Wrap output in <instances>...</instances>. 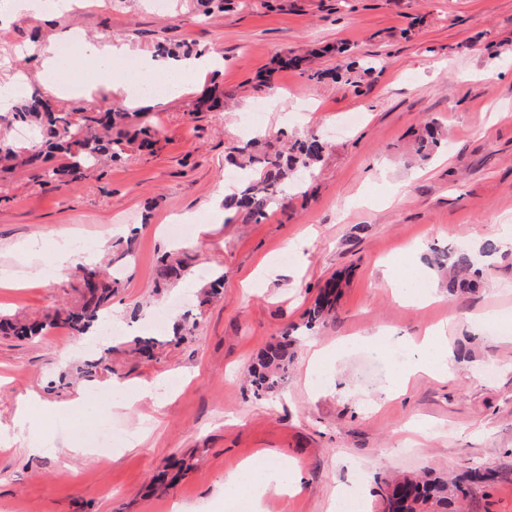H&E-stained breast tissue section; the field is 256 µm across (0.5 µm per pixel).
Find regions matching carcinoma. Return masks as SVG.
<instances>
[{"label":"carcinoma","mask_w":512,"mask_h":512,"mask_svg":"<svg viewBox=\"0 0 512 512\" xmlns=\"http://www.w3.org/2000/svg\"><path fill=\"white\" fill-rule=\"evenodd\" d=\"M309 58L289 56L279 60L291 65L308 78L319 80L320 70L307 67ZM139 118L137 112H95L79 108L71 112L55 111L38 95L27 98L24 104L0 117L9 125L18 124L39 129L41 140L29 145H17L5 136L0 137V165L9 170L18 167L35 172V177L53 179L65 175L75 183L83 180L106 158L119 155L123 140L112 137V129ZM446 140L442 127L432 121L415 134L411 156L415 161H427ZM324 145L314 135L295 139L287 150H275L260 138H253L234 148L230 164L249 172L248 180L239 193L224 198V209L263 215L276 194L285 187L303 182L304 175L316 169L323 158ZM500 252L493 239L485 240L479 251L467 247L433 248L428 265L436 273L437 288L448 296L472 292L488 275L489 266L481 259H491ZM186 267L164 255L159 260L158 278L179 279ZM83 281L92 282L89 288L77 289L72 306L46 320L1 318L0 331L22 338H36L43 331L63 323L76 335L88 333L106 316L112 297L118 288L116 281L106 277L98 268L81 267ZM336 284L331 283L316 298L308 311L306 326L325 323L335 316ZM295 338L284 333L269 344L258 356L250 371L254 394L271 395L278 389L293 359ZM487 480L477 470L453 480L443 477L403 476L380 479L382 512H448L455 501L467 497L469 485Z\"/></svg>","instance_id":"obj_1"}]
</instances>
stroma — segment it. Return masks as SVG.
<instances>
[{
  "mask_svg": "<svg viewBox=\"0 0 512 512\" xmlns=\"http://www.w3.org/2000/svg\"><path fill=\"white\" fill-rule=\"evenodd\" d=\"M43 3L0 28V81L43 89L41 47L76 31L139 54L186 42L222 65L141 107L136 124L156 130L155 151L125 149L79 183L0 172V282H15L0 285L1 314L40 318L75 296L74 268L26 281L33 240L46 255L63 237L84 243L87 261L120 279L113 339L63 326L32 341L0 336V512H225L224 480L250 458L301 476L296 495L268 493L261 512H338L343 501L379 512L381 477L424 469L491 472L493 481L472 486L465 512H512V336L475 319L512 313V242L502 241L476 294L393 296L405 270L425 269L431 248L475 246L512 225V0H233L209 15L198 0H166L161 12L152 0H74L60 14ZM327 45L359 61L349 79L335 78L333 54L315 59L318 81L277 63ZM213 87L230 106L197 111ZM431 119L448 139L428 162H410L412 132ZM309 131L326 149L304 188L280 194L263 218L225 211L216 191L233 148ZM185 212L207 228L184 243L166 227ZM300 239L301 254L280 262ZM167 252L187 271L160 288ZM218 270L222 295L206 299ZM338 274L335 320L306 328L307 310ZM440 323L452 375L403 379L391 350L418 360L409 339ZM289 330L297 344L288 377L256 397L245 374ZM380 332L385 346L307 374L310 343ZM145 336L157 339L148 353L138 345ZM96 359L109 372L77 374ZM116 383L133 404L106 403ZM146 383L157 397L139 398ZM81 394L82 408L59 415ZM25 402L38 436L17 421ZM34 440L43 454H29Z\"/></svg>",
  "mask_w": 512,
  "mask_h": 512,
  "instance_id": "35a3bbf8",
  "label": "stroma"
}]
</instances>
